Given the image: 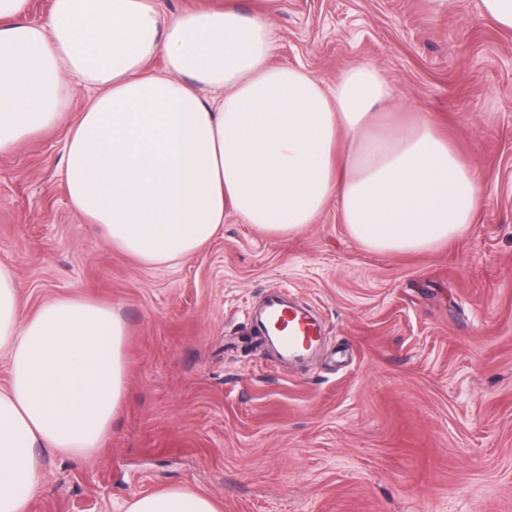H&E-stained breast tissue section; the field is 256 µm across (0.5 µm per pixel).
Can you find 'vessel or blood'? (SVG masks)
Wrapping results in <instances>:
<instances>
[{
    "label": "vessel or blood",
    "mask_w": 512,
    "mask_h": 512,
    "mask_svg": "<svg viewBox=\"0 0 512 512\" xmlns=\"http://www.w3.org/2000/svg\"><path fill=\"white\" fill-rule=\"evenodd\" d=\"M250 321L253 335L259 336L283 362L306 360L322 338V324L295 306L280 289L265 293Z\"/></svg>",
    "instance_id": "1"
}]
</instances>
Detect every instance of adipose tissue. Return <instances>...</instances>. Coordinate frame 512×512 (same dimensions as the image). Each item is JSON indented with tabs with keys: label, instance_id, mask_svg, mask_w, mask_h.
<instances>
[{
	"label": "adipose tissue",
	"instance_id": "ef3b65f1",
	"mask_svg": "<svg viewBox=\"0 0 512 512\" xmlns=\"http://www.w3.org/2000/svg\"><path fill=\"white\" fill-rule=\"evenodd\" d=\"M223 6L170 13L166 0H0V153L70 127L63 178L72 205L110 246L147 265L191 257L234 216L293 236L336 201L349 234L378 253H424L462 237L481 186L421 114L381 124L390 95L372 65L325 88L274 63L270 17ZM163 66H156V59ZM84 108L67 117L74 88ZM127 325L108 304L64 295L21 309L0 263V512H28L42 451L89 458L128 393ZM126 512H219L209 495L170 487Z\"/></svg>",
	"mask_w": 512,
	"mask_h": 512
}]
</instances>
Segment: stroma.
<instances>
[{"label": "stroma", "mask_w": 512, "mask_h": 512, "mask_svg": "<svg viewBox=\"0 0 512 512\" xmlns=\"http://www.w3.org/2000/svg\"><path fill=\"white\" fill-rule=\"evenodd\" d=\"M273 60L333 87L368 63L382 108L428 116L484 203L466 235L421 254L356 242L335 203L298 236L233 216L188 260L146 266L71 204L67 125L0 155V263L24 309L62 295L112 307L128 395L92 458L44 453L29 512H121L179 485L221 512H512V31L481 0H281ZM325 325L305 368L251 334L270 288Z\"/></svg>", "instance_id": "1"}]
</instances>
